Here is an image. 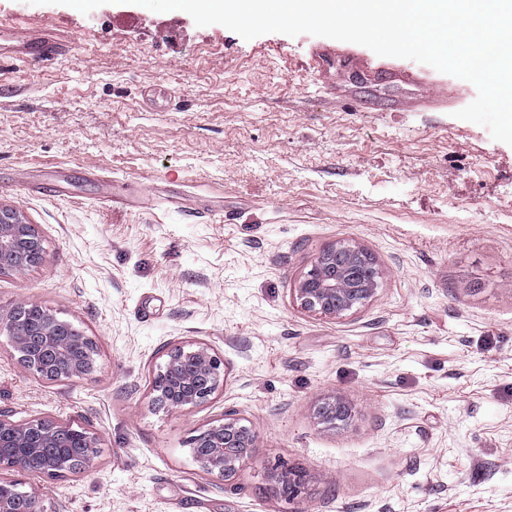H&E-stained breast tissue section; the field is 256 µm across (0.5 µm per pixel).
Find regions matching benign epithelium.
<instances>
[{"label":"benign epithelium","mask_w":512,"mask_h":512,"mask_svg":"<svg viewBox=\"0 0 512 512\" xmlns=\"http://www.w3.org/2000/svg\"><path fill=\"white\" fill-rule=\"evenodd\" d=\"M44 261V246L37 225L28 223L15 210L0 207V272L23 276ZM380 270L364 248L336 242L326 246L297 281L294 294L302 309L337 318L355 312L375 296ZM34 305L19 299L0 311V334L9 336L19 364L30 375L45 381L82 378L95 367L94 359L80 356L93 351L95 341L71 324L44 309L38 324L31 328L27 316ZM155 391L170 388L179 399L168 403L180 410L211 398L224 383L221 359L202 345L178 346L167 352L163 369L157 374ZM317 419L327 425H347L351 410L338 396L323 399L316 409ZM63 425L48 418L17 423L0 412V472L59 477L90 466L98 456L95 434L83 430V456L76 462L64 458L58 469L42 467L45 451L54 447ZM257 436L241 419L224 415V422L199 432L192 438L197 460L204 471L226 481L234 478L252 460ZM22 481L0 476V512H48L37 492L21 491Z\"/></svg>","instance_id":"benign-epithelium-1"}]
</instances>
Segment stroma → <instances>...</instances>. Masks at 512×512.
I'll list each match as a JSON object with an SVG mask.
<instances>
[{"mask_svg": "<svg viewBox=\"0 0 512 512\" xmlns=\"http://www.w3.org/2000/svg\"><path fill=\"white\" fill-rule=\"evenodd\" d=\"M1 17L66 53L0 54V206L45 248L24 278L0 274V308L27 299L97 345L91 374L46 383L0 335V411L100 440L89 469L27 488L52 512H512V146L456 118L472 83L359 44L420 85L337 64L319 81L311 50L328 38L246 40L133 0H0ZM424 85L455 99L388 110ZM335 242L381 272L336 319L293 294ZM177 345L211 348L225 378L171 411L151 381ZM332 393L346 426L316 418ZM229 412L257 448L224 481L190 440ZM281 460L306 472L301 501L268 478Z\"/></svg>", "mask_w": 512, "mask_h": 512, "instance_id": "35a3bbf8", "label": "stroma"}]
</instances>
